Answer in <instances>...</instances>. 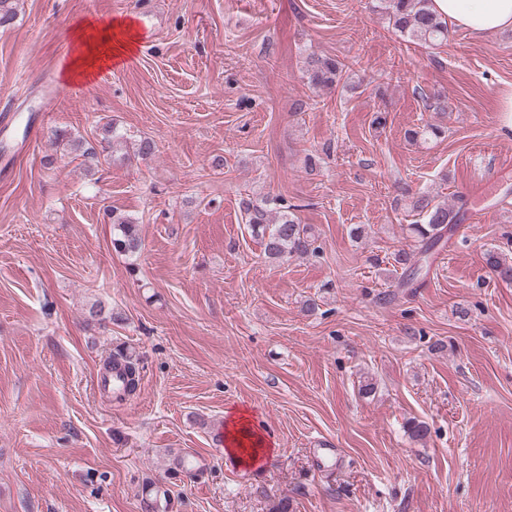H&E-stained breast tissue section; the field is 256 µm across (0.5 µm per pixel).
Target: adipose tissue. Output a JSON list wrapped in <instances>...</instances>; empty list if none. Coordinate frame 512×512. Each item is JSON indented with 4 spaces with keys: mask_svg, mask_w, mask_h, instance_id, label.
Returning a JSON list of instances; mask_svg holds the SVG:
<instances>
[{
    "mask_svg": "<svg viewBox=\"0 0 512 512\" xmlns=\"http://www.w3.org/2000/svg\"><path fill=\"white\" fill-rule=\"evenodd\" d=\"M432 6L452 28L463 27L483 36L512 30V0H432ZM135 43L133 20L116 19L104 25L85 21L74 34L73 54L63 75L71 82L89 80L97 71L123 63ZM224 445L240 465L253 468L271 453L273 441L252 412L235 408L224 422Z\"/></svg>",
    "mask_w": 512,
    "mask_h": 512,
    "instance_id": "ef3b65f1",
    "label": "adipose tissue"
}]
</instances>
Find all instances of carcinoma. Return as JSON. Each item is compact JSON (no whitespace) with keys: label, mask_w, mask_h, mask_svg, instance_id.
<instances>
[{"label":"carcinoma","mask_w":512,"mask_h":512,"mask_svg":"<svg viewBox=\"0 0 512 512\" xmlns=\"http://www.w3.org/2000/svg\"><path fill=\"white\" fill-rule=\"evenodd\" d=\"M382 9L389 15L394 28L412 41L426 45H441L448 40V24L433 10L431 0H381ZM349 65L340 59L310 55L306 59L309 81L318 88L337 87ZM440 204L429 194H418L409 200V208L419 216L421 223L410 225L415 247L422 256L430 254L447 239L455 225L461 220L460 204ZM270 200L254 201L243 199L241 211L251 233L261 239L264 256L276 260L292 256H315L320 252L317 238L311 227L299 221L293 213L294 205L281 204L272 210ZM112 247L123 255L134 257L142 248L139 224L125 216L113 220ZM393 261L401 267L402 273L396 287L407 288L417 278L420 268L412 263L411 253L401 250L394 254ZM484 263L498 279L512 281V260L498 250L489 249L484 253ZM124 393L130 395L138 387L135 364L125 361V375L122 377Z\"/></svg>","instance_id":"1"}]
</instances>
